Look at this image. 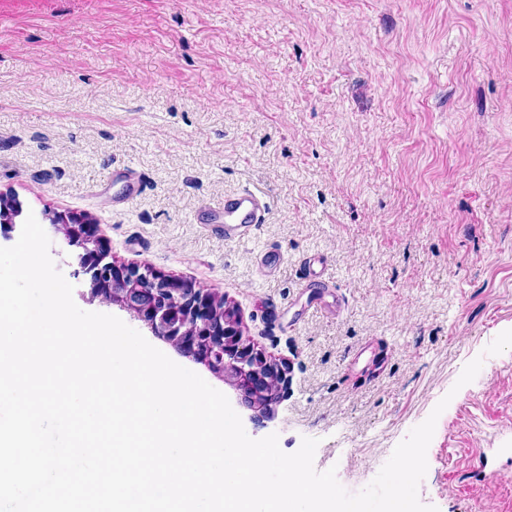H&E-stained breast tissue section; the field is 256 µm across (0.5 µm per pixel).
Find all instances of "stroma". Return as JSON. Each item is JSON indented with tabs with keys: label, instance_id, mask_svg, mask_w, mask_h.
<instances>
[{
	"label": "stroma",
	"instance_id": "obj_1",
	"mask_svg": "<svg viewBox=\"0 0 512 512\" xmlns=\"http://www.w3.org/2000/svg\"><path fill=\"white\" fill-rule=\"evenodd\" d=\"M243 190L265 221L228 242L211 207ZM0 192L68 268L56 213L93 218L116 263L223 293L289 366L270 414L72 281L250 437L319 439L316 469L355 493L446 397L420 501L512 512V349L485 352L512 328V0H0ZM321 257L336 313L302 286Z\"/></svg>",
	"mask_w": 512,
	"mask_h": 512
}]
</instances>
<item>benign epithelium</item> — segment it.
Wrapping results in <instances>:
<instances>
[{
	"mask_svg": "<svg viewBox=\"0 0 512 512\" xmlns=\"http://www.w3.org/2000/svg\"><path fill=\"white\" fill-rule=\"evenodd\" d=\"M51 224L68 246L80 249L78 265L89 258L105 264L104 279L91 282L95 295L129 310L154 335L193 355L211 371L231 376L250 405L267 412L277 402L288 386V366L244 343L239 312L224 301L223 294L148 266L115 264L108 260L109 248L99 225L84 215H56Z\"/></svg>",
	"mask_w": 512,
	"mask_h": 512,
	"instance_id": "7a95c632",
	"label": "benign epithelium"
}]
</instances>
